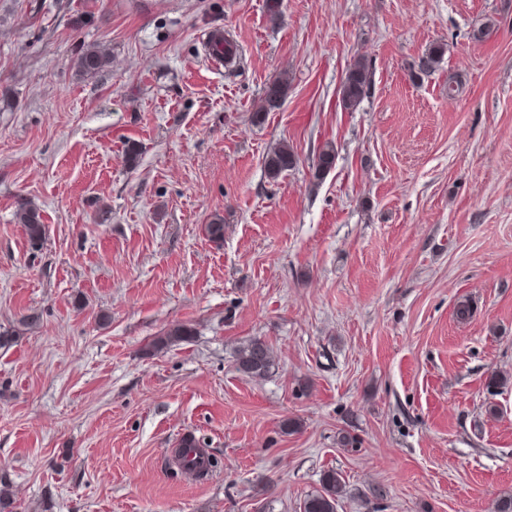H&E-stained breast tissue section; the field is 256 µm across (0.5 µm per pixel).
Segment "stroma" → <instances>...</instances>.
<instances>
[{
    "mask_svg": "<svg viewBox=\"0 0 512 512\" xmlns=\"http://www.w3.org/2000/svg\"><path fill=\"white\" fill-rule=\"evenodd\" d=\"M92 44L112 62L83 78ZM279 142L298 163L273 180ZM21 319L0 349L19 512H301L330 469L337 512H493L512 495V385H488L512 374V0H283L275 22L265 0H0V326ZM181 323L191 341L149 350ZM253 338L262 379L235 368ZM189 432L219 460L203 481L171 460ZM372 72L365 59L355 60L346 70L340 87V104L346 111H356L372 84ZM15 216L18 224H23L30 248L40 249L46 236V224L40 208L30 201L20 202ZM235 366L248 378L262 379L273 373L276 363L265 341L253 338L237 350Z\"/></svg>",
    "mask_w": 512,
    "mask_h": 512,
    "instance_id": "35a3bbf8",
    "label": "stroma"
}]
</instances>
